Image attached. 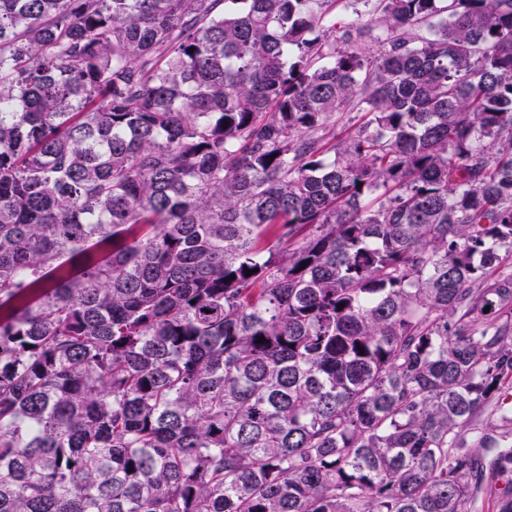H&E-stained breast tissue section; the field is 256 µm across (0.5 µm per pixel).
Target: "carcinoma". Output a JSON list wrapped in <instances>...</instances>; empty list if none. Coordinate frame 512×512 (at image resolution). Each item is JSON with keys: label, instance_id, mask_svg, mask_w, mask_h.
Listing matches in <instances>:
<instances>
[{"label": "carcinoma", "instance_id": "carcinoma-1", "mask_svg": "<svg viewBox=\"0 0 512 512\" xmlns=\"http://www.w3.org/2000/svg\"><path fill=\"white\" fill-rule=\"evenodd\" d=\"M341 2L0 0V512L512 482V0Z\"/></svg>", "mask_w": 512, "mask_h": 512}]
</instances>
